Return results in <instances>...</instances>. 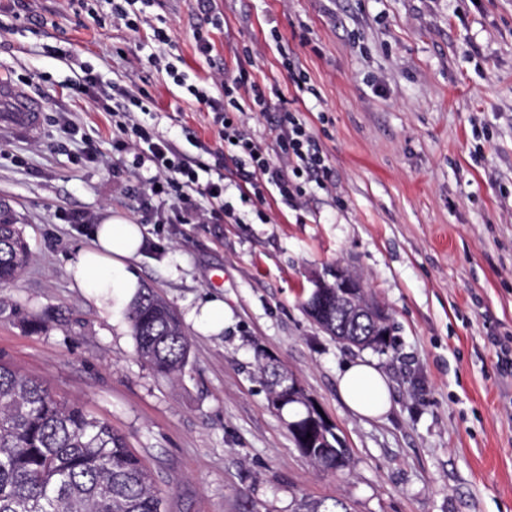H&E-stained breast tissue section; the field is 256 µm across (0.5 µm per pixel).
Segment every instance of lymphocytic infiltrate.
I'll list each match as a JSON object with an SVG mask.
<instances>
[{
  "instance_id": "1",
  "label": "lymphocytic infiltrate",
  "mask_w": 512,
  "mask_h": 512,
  "mask_svg": "<svg viewBox=\"0 0 512 512\" xmlns=\"http://www.w3.org/2000/svg\"><path fill=\"white\" fill-rule=\"evenodd\" d=\"M166 72L184 95L213 114L218 147L201 145L202 155L223 161L224 148L232 144L243 154L239 179L244 193L254 206H262L268 189H275L284 201L302 195L304 181L326 173V157L314 135L293 110L281 107L275 126L276 153H269L264 144L252 137L244 128L239 112V98L248 95L255 108L269 111L272 105L270 91L246 71L231 77H216L199 84L187 83L175 64H167ZM133 146L138 165L147 166L152 175L146 191L149 195L172 198L169 212L157 214L160 224H207L216 216L214 209L201 208L199 198H207L214 204L224 200L223 179L213 178L211 165L201 157H190L172 142L160 135L149 124L133 123Z\"/></svg>"
}]
</instances>
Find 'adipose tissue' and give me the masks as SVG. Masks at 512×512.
I'll list each match as a JSON object with an SVG mask.
<instances>
[{
    "mask_svg": "<svg viewBox=\"0 0 512 512\" xmlns=\"http://www.w3.org/2000/svg\"><path fill=\"white\" fill-rule=\"evenodd\" d=\"M142 244L139 225L120 216L104 219L93 230L91 246L83 249L70 267L76 287L98 305L114 309L116 302L137 287L136 277L125 270L123 260L134 255ZM338 388L346 405L360 416L375 418L390 407L387 378L372 361L347 365Z\"/></svg>",
    "mask_w": 512,
    "mask_h": 512,
    "instance_id": "obj_1",
    "label": "adipose tissue"
}]
</instances>
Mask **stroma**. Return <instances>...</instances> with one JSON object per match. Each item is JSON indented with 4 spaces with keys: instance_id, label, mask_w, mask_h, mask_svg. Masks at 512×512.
Listing matches in <instances>:
<instances>
[{
    "instance_id": "35a3bbf8",
    "label": "stroma",
    "mask_w": 512,
    "mask_h": 512,
    "mask_svg": "<svg viewBox=\"0 0 512 512\" xmlns=\"http://www.w3.org/2000/svg\"><path fill=\"white\" fill-rule=\"evenodd\" d=\"M211 51L194 39L206 17ZM132 31L96 0H0V83L39 104L0 119V204L30 261L0 288V360L107 421L150 470L164 512H260L342 496L352 512H512V0H154ZM189 81L246 69L277 87L328 157L327 177L255 209L224 160L233 219L148 224L146 169L79 89L82 66L156 101L146 123L186 152L214 143L212 116L149 63L153 28ZM293 53L286 69L279 47ZM316 89L300 91L291 70ZM73 133H65L62 120ZM71 214L87 223H68ZM119 215L144 244L126 262L179 314L191 342L175 380L138 357L126 308L75 288L68 266L93 225ZM347 265L388 307L397 351L336 343L303 304L313 272ZM224 302L221 331L191 312ZM46 317L31 330L25 317ZM281 361L350 449L316 470L260 382ZM375 360L391 406L352 412L338 380Z\"/></svg>"
}]
</instances>
